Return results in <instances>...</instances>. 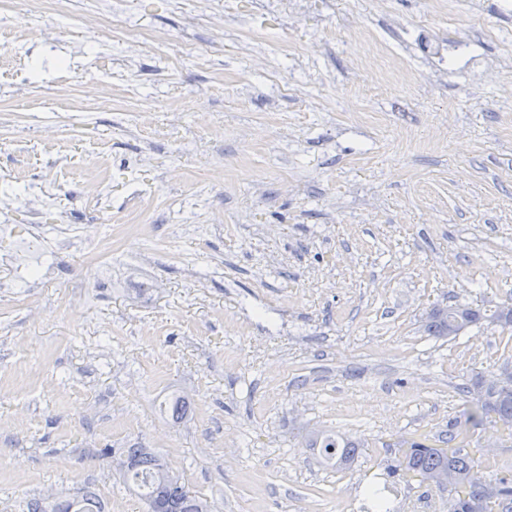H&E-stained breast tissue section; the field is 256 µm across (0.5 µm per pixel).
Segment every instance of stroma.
I'll return each instance as SVG.
<instances>
[{"mask_svg": "<svg viewBox=\"0 0 512 512\" xmlns=\"http://www.w3.org/2000/svg\"><path fill=\"white\" fill-rule=\"evenodd\" d=\"M102 9L0 5V512H146L100 456L135 445L212 512H364L512 362V327H422L512 300V0H120L89 32ZM80 224L119 234L101 265L50 250ZM431 311H438L440 315H433ZM431 311L425 319L424 332L435 338H456L486 319L480 309L469 304L434 307ZM308 448H319L324 460L336 468H346L357 454L359 444L322 430L307 434ZM27 512H104V506L96 492L84 488L69 498L58 497L55 501L32 498L26 504Z\"/></svg>", "mask_w": 512, "mask_h": 512, "instance_id": "obj_1", "label": "stroma"}]
</instances>
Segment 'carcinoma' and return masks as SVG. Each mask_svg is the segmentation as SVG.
Wrapping results in <instances>:
<instances>
[{
  "mask_svg": "<svg viewBox=\"0 0 512 512\" xmlns=\"http://www.w3.org/2000/svg\"><path fill=\"white\" fill-rule=\"evenodd\" d=\"M438 314H428L424 332L435 338L459 336L485 319L481 310L468 304H455L436 308ZM476 376L462 384V391L471 396V405L462 413V419L450 425L448 437L442 440L448 452L425 443L422 439L409 442L404 459L398 461L394 472L407 476L413 474L425 481L441 471L453 475L454 484L449 512H470V502L475 497L492 498L498 512H512V476L487 482L481 488L472 486L468 475L475 467H491L490 462L464 455L460 440L469 428L492 418L512 437V394H504L494 384L481 383ZM307 446L319 449L324 460L336 468L347 467L357 454L359 444L336 434L311 430ZM166 464L150 448H128L116 461L115 471L123 485L146 500L147 512H210L207 499L195 495L180 483L179 477L168 479L163 475ZM178 487H173V484ZM27 512H104L96 492L85 488L69 498L54 501L32 498L26 504Z\"/></svg>",
  "mask_w": 512,
  "mask_h": 512,
  "instance_id": "carcinoma-1",
  "label": "carcinoma"
}]
</instances>
